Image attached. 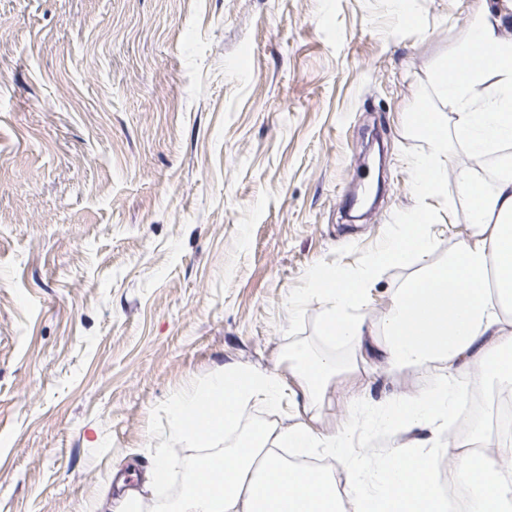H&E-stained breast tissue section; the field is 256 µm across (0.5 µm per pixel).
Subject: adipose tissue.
Here are the masks:
<instances>
[{"instance_id":"ef3b65f1","label":"adipose tissue","mask_w":512,"mask_h":512,"mask_svg":"<svg viewBox=\"0 0 512 512\" xmlns=\"http://www.w3.org/2000/svg\"><path fill=\"white\" fill-rule=\"evenodd\" d=\"M510 12L512 0H502L495 12L472 10L461 40L435 73L434 93L453 112V130L428 112L414 118L430 144L414 163L417 190L426 198L455 180L467 204L468 235L447 261L427 264L435 231L430 212L422 209L397 225L355 272L314 270L307 295L323 307L327 346H289L293 382L240 367L214 375L170 407L172 434L182 440L208 442L234 432L257 401L272 408L289 402L297 421L257 427L207 456L181 494L157 502L153 512H443L432 476L448 453L453 473L471 493L470 512H512V448L478 462L471 448L482 435L481 424H471L464 437L447 432L459 417L462 376L474 373L512 391V160L502 159L489 180L476 169L488 154L512 144V37L505 35L503 19ZM452 136L467 147L474 167L449 171ZM412 259L421 266L393 294L381 321L383 340L369 347L365 297L387 268ZM340 347L355 353L340 358ZM365 349L386 371L421 369L430 380L417 392L386 400L371 417L364 395L354 394L351 421L335 433L317 434L311 423L325 390L338 375L357 370V354ZM378 430L417 433L418 445L395 447L372 460L367 444ZM276 446L299 457H331L345 475L344 486L273 454Z\"/></svg>"}]
</instances>
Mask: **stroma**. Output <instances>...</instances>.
Masks as SVG:
<instances>
[{"instance_id":"35a3bbf8","label":"stroma","mask_w":512,"mask_h":512,"mask_svg":"<svg viewBox=\"0 0 512 512\" xmlns=\"http://www.w3.org/2000/svg\"><path fill=\"white\" fill-rule=\"evenodd\" d=\"M500 0H0V512H111L113 469L142 476L179 393L249 366L288 376L322 344L312 270L358 268L430 207L428 263L468 233L456 184L422 199L413 124L468 12ZM383 202L343 220L367 128ZM415 265L364 308L376 328ZM406 369L344 373L315 429Z\"/></svg>"}]
</instances>
